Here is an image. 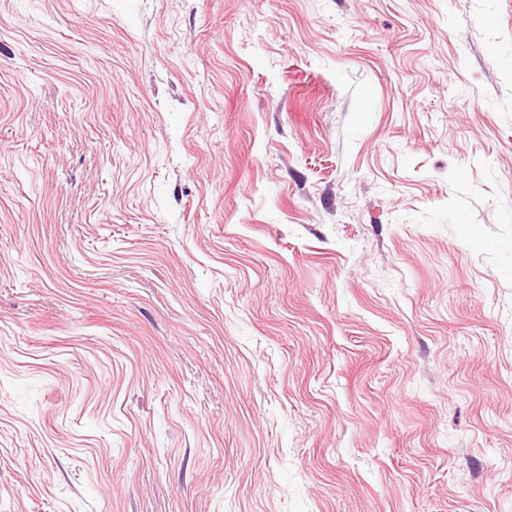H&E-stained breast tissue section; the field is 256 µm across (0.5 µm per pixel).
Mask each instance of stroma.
<instances>
[{
    "mask_svg": "<svg viewBox=\"0 0 512 512\" xmlns=\"http://www.w3.org/2000/svg\"><path fill=\"white\" fill-rule=\"evenodd\" d=\"M0 512H512V0H0Z\"/></svg>",
    "mask_w": 512,
    "mask_h": 512,
    "instance_id": "1",
    "label": "stroma"
}]
</instances>
